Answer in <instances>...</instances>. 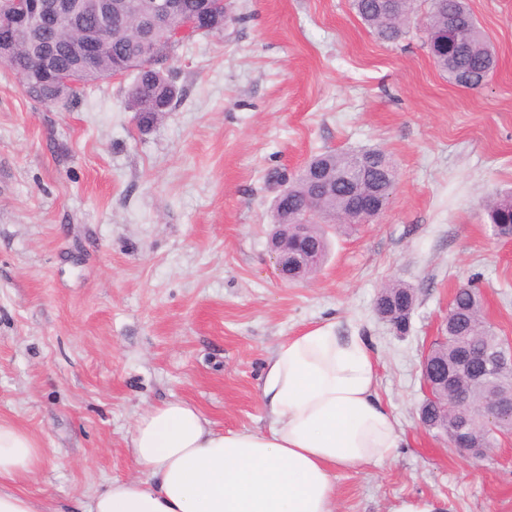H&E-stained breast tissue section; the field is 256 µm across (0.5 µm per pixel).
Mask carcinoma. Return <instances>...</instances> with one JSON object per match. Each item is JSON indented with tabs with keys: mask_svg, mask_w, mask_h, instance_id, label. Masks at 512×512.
I'll return each mask as SVG.
<instances>
[{
	"mask_svg": "<svg viewBox=\"0 0 512 512\" xmlns=\"http://www.w3.org/2000/svg\"><path fill=\"white\" fill-rule=\"evenodd\" d=\"M135 0H112V49L105 54L97 68L87 75L80 87L62 95L53 87L56 77L40 68L33 60L38 46L48 41L56 50L59 67L75 65L69 51V42L75 31L68 27H57L34 36L32 41L18 50L16 57L7 62L18 77L24 93L39 102L60 109H68L78 101L83 93L99 81L118 70L143 52L140 30L135 24H126L123 18L130 12ZM429 9L425 15L430 28H443L448 25V15L457 16L460 35L465 48L452 59V63L435 62V66L450 75L469 81L477 86L488 81L496 67L495 53L486 40L477 20L463 0H428ZM385 0H352V6L359 18L371 28L377 37L388 43L399 41L405 34L409 20L414 13V0H407L404 8L395 12L384 11ZM177 24L154 32V38L165 44L169 50L180 46L175 39ZM134 80L140 89L129 90L128 104L148 127H152L172 111L182 96L180 88L166 70H143L135 74ZM319 170L311 167L303 169L297 176L299 189L290 206L303 207L302 219L311 224L309 244L327 255L329 240L322 220L345 213L349 208V198L345 187H336V193L320 197L313 194L310 185L316 182L317 172L332 175L350 166L351 155L338 151H327L316 157ZM493 234L505 239L512 238V194L497 196L485 204ZM415 304L412 288L392 283L383 288L376 298V309L393 314V327L404 330ZM449 312L446 336L434 343L433 348L447 355L448 367H453L464 356L476 362L486 352H493L504 344L493 325L483 314L482 295L478 286L468 282L454 293ZM512 388V368L500 371L494 377L475 379L461 374L448 384V419L434 423L431 410L427 406L419 408V418L429 428L445 433L448 440H454V430L460 419L469 416L472 421L471 443L476 448L494 447L497 437L504 433L512 434V419L501 417L493 423L484 422L478 409L487 404L500 388ZM459 395L465 396L468 403L461 406L455 402Z\"/></svg>",
	"mask_w": 512,
	"mask_h": 512,
	"instance_id": "cac0c4a2",
	"label": "carcinoma"
}]
</instances>
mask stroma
<instances>
[{
    "label": "stroma",
    "instance_id": "obj_1",
    "mask_svg": "<svg viewBox=\"0 0 512 512\" xmlns=\"http://www.w3.org/2000/svg\"><path fill=\"white\" fill-rule=\"evenodd\" d=\"M231 2L221 34L176 49L182 97L148 130L129 79L62 111L0 64V419L46 450L28 491L66 505L138 479L130 430L164 401L220 429L262 427L264 360L333 322L365 337L401 436L388 460L336 471L335 512L409 498L512 512V437L468 459L418 416L421 360L458 286H480L512 342V239L493 236L481 206L512 191V0H467L497 56L479 91L434 66L426 0L394 44L351 0ZM372 148L397 172L386 210L330 232L312 280H281L269 175ZM392 281L416 293L403 333L375 310Z\"/></svg>",
    "mask_w": 512,
    "mask_h": 512
}]
</instances>
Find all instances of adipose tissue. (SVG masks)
Listing matches in <instances>:
<instances>
[{"label":"adipose tissue","instance_id":"obj_1","mask_svg":"<svg viewBox=\"0 0 512 512\" xmlns=\"http://www.w3.org/2000/svg\"><path fill=\"white\" fill-rule=\"evenodd\" d=\"M363 337L318 325L280 343L258 395L266 428L218 430L167 401L135 421L128 450L142 476L89 501L53 507L21 492L45 450L0 420V512H334L336 469L388 458L398 425L375 391Z\"/></svg>","mask_w":512,"mask_h":512}]
</instances>
